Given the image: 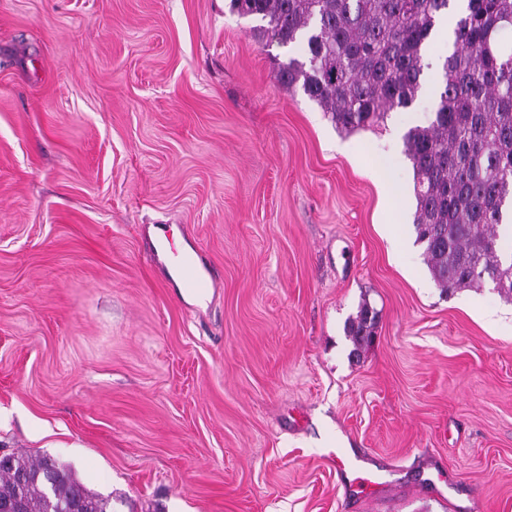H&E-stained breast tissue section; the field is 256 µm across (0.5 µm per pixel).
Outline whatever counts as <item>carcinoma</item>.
Masks as SVG:
<instances>
[{"label": "carcinoma", "instance_id": "carcinoma-1", "mask_svg": "<svg viewBox=\"0 0 512 512\" xmlns=\"http://www.w3.org/2000/svg\"><path fill=\"white\" fill-rule=\"evenodd\" d=\"M450 0H230L231 11L266 22L257 36L283 47L300 45L275 78L331 113L345 132L370 129L388 112L408 108L421 88L425 52ZM512 0H466L441 63L434 120L405 135L416 176V240L445 293L480 286L488 276L507 284L497 228L512 199ZM377 313L367 304L347 326L359 352L375 334ZM0 467V508L23 502L24 512H109V501L88 491L49 457L11 455Z\"/></svg>", "mask_w": 512, "mask_h": 512}]
</instances>
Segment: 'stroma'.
<instances>
[{"label": "stroma", "mask_w": 512, "mask_h": 512, "mask_svg": "<svg viewBox=\"0 0 512 512\" xmlns=\"http://www.w3.org/2000/svg\"><path fill=\"white\" fill-rule=\"evenodd\" d=\"M229 4L0 0V450L112 512H512V302L443 293L413 224L403 134L451 34L348 133ZM161 237L217 287L179 288ZM376 322L377 313L368 304L362 305L356 317L347 326V335L354 345V352L358 353L372 341Z\"/></svg>", "instance_id": "obj_1"}]
</instances>
